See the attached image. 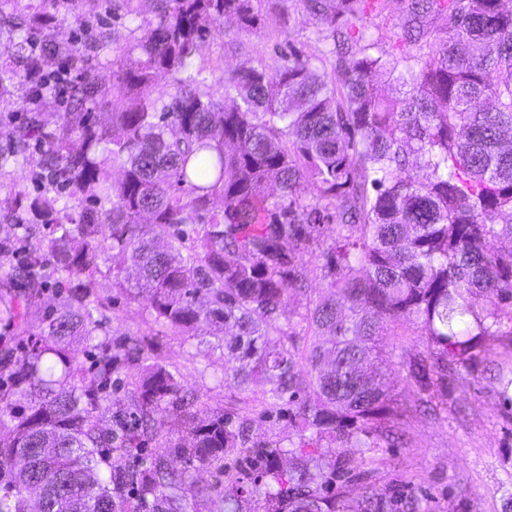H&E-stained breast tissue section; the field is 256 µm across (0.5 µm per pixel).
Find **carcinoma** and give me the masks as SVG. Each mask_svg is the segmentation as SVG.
<instances>
[{"label": "carcinoma", "instance_id": "carcinoma-1", "mask_svg": "<svg viewBox=\"0 0 512 512\" xmlns=\"http://www.w3.org/2000/svg\"><path fill=\"white\" fill-rule=\"evenodd\" d=\"M11 2L0 0V98L18 95L27 117L0 152V176L30 171L50 187L0 197V219L28 214L50 238L0 248L15 276L0 289V320L31 339L0 359V512H420L412 494L349 501L348 484L372 475L348 449L371 453L395 435L382 426L391 397L377 341L419 327L429 350L400 365L430 391L512 334L502 329L512 322V10L282 0L302 4L333 48L315 63L291 51L274 74L232 71L218 94L194 59L214 21L253 27V0H155L153 21L125 0L114 94L95 74L105 36L52 40L57 13L78 23L96 0H42L51 9L27 15L5 11ZM392 10L402 21L389 54L370 20ZM432 15L445 21L441 37ZM37 72L48 90L74 76L53 123L33 94ZM160 77L176 89L167 100L152 96ZM100 101L108 126L81 111ZM62 190L81 210L60 204ZM319 248L328 292L299 312L290 304L308 294L305 256ZM102 260L128 300L149 296L155 323L210 336L233 360L224 377L236 388L260 379L271 410L296 407L288 445L254 438L233 404L195 423L193 399L142 337L112 349L95 288ZM49 266L63 279L35 323L29 305ZM78 337L98 349L90 369ZM123 376L135 378L128 410L106 424ZM203 469L224 480L198 486Z\"/></svg>", "mask_w": 512, "mask_h": 512}]
</instances>
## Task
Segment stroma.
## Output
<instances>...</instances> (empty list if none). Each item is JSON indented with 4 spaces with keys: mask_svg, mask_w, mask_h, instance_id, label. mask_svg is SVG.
Listing matches in <instances>:
<instances>
[{
    "mask_svg": "<svg viewBox=\"0 0 512 512\" xmlns=\"http://www.w3.org/2000/svg\"><path fill=\"white\" fill-rule=\"evenodd\" d=\"M259 13L253 31L214 25L198 59L213 90H221L231 71L261 64L277 72L289 46L308 56L319 53L312 20L302 6L285 17L275 0H261ZM96 286L110 301L105 315L113 336H142L149 355L163 360L192 392L198 420L222 411L232 395L252 417L255 437L284 440L291 434L287 416L265 413L263 384L236 390L224 377L221 354L204 358L197 351L198 337L175 336L154 324L148 297L126 302L108 273L98 275ZM503 375L512 379V335L500 337L493 353L479 355L462 379L444 381L448 404L432 417L423 408L427 393L406 384L402 373L391 372L388 383L398 409L388 424L404 442L376 452L373 490L412 492L420 512H502L503 502L512 497V402L500 394Z\"/></svg>",
    "mask_w": 512,
    "mask_h": 512,
    "instance_id": "stroma-1",
    "label": "stroma"
}]
</instances>
